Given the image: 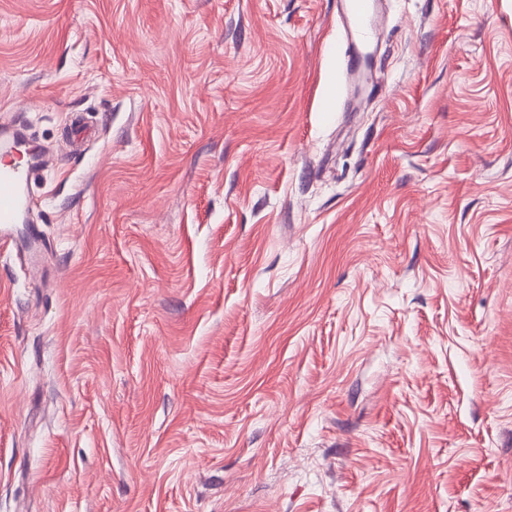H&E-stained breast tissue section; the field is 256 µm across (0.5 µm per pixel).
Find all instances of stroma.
Listing matches in <instances>:
<instances>
[{"mask_svg": "<svg viewBox=\"0 0 512 512\" xmlns=\"http://www.w3.org/2000/svg\"><path fill=\"white\" fill-rule=\"evenodd\" d=\"M376 6L0 0V512H512V0ZM348 22L349 34L345 43L336 44V55L345 62L344 81L336 86V97L343 93L348 78L356 80L362 65V52L358 46L366 44L368 28L374 31L379 23L374 0H341ZM357 49V51H356ZM35 176L31 168L0 159V249L14 243L13 225L23 222L26 190Z\"/></svg>", "mask_w": 512, "mask_h": 512, "instance_id": "obj_1", "label": "stroma"}]
</instances>
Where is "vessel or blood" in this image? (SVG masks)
Segmentation results:
<instances>
[{
    "mask_svg": "<svg viewBox=\"0 0 512 512\" xmlns=\"http://www.w3.org/2000/svg\"><path fill=\"white\" fill-rule=\"evenodd\" d=\"M349 34L345 42L337 44L336 53L345 62V77L357 78L362 65L360 48L365 45L370 29L376 28L379 16L373 0H342ZM16 139L0 141V249L10 248L14 242L13 226L23 220L26 190L35 176L33 169L8 162L7 157L16 146Z\"/></svg>",
    "mask_w": 512,
    "mask_h": 512,
    "instance_id": "vessel-or-blood-1",
    "label": "vessel or blood"
}]
</instances>
